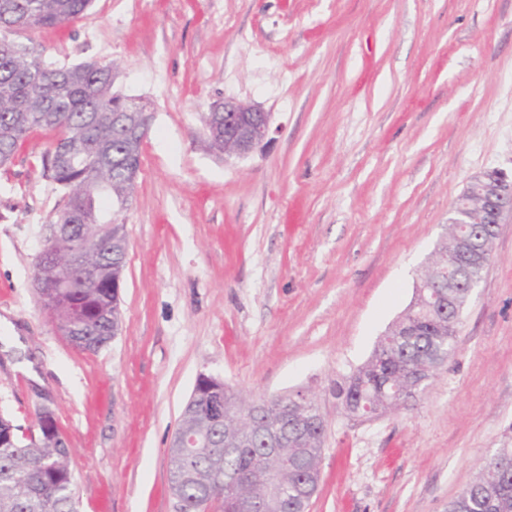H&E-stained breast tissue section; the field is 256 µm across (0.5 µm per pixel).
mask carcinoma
I'll list each match as a JSON object with an SVG mask.
<instances>
[{
  "instance_id": "obj_1",
  "label": "carcinoma",
  "mask_w": 512,
  "mask_h": 512,
  "mask_svg": "<svg viewBox=\"0 0 512 512\" xmlns=\"http://www.w3.org/2000/svg\"><path fill=\"white\" fill-rule=\"evenodd\" d=\"M92 0H0V16L7 10L25 20L23 30L63 26L84 16ZM0 34V165L14 157L18 147L37 130H52L67 143V153L45 165L51 178L68 190L54 224H75L86 247L81 263L96 271L91 287L61 288L44 304L56 325L90 328L103 341L112 325L100 314L117 310L112 268L125 266L126 254L108 247V228L99 223L102 198L123 207L131 194L127 181L131 167L140 166L141 145L147 131L133 122L119 128L112 107L120 99L112 92V65L89 63L54 67L34 50ZM448 282V242L435 251L419 279ZM436 290L428 288L409 306L390 335L375 346L368 361L336 384V399L350 415L379 418L394 410H410L431 380L454 354V326L433 309ZM266 425L275 429L288 418L289 408L279 399L251 402ZM231 416L218 428L221 448H197L169 471V487L181 512H231L239 501L254 512H300L307 484L319 474L324 434L317 428L304 433L299 447L269 448L255 426H233ZM179 426L210 436L212 427L200 412L182 410ZM70 448L59 438L58 427L37 435L14 426L12 440L0 443V512H78L73 477L60 456ZM277 478L279 494L267 484ZM448 512H512V448H502L486 460L482 473L448 503Z\"/></svg>"
}]
</instances>
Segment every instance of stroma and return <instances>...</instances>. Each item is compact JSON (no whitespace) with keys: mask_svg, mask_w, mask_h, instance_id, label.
Wrapping results in <instances>:
<instances>
[{"mask_svg":"<svg viewBox=\"0 0 512 512\" xmlns=\"http://www.w3.org/2000/svg\"><path fill=\"white\" fill-rule=\"evenodd\" d=\"M56 65L111 64L151 104L117 336H60L33 288L65 191L31 133L0 166V415L69 440L79 512H175L168 448L200 375L249 400L303 391L327 421L309 512H446L512 448V219L414 409L346 416L337 381L410 304L469 179L512 168V0H94L17 34ZM271 113L224 159L199 119ZM211 110L212 107L208 112H202L200 120L205 127L210 114L215 113L216 126L223 121L224 142H219L217 148L224 152V156L248 154L269 133L271 115L267 112L231 100L215 106L213 112Z\"/></svg>","mask_w":512,"mask_h":512,"instance_id":"stroma-1","label":"stroma"}]
</instances>
